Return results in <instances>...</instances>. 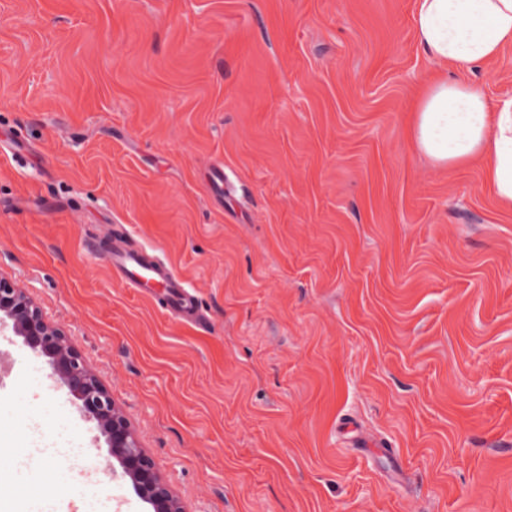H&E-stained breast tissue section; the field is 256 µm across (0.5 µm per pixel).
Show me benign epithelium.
Wrapping results in <instances>:
<instances>
[{
	"label": "benign epithelium",
	"instance_id": "obj_1",
	"mask_svg": "<svg viewBox=\"0 0 512 512\" xmlns=\"http://www.w3.org/2000/svg\"><path fill=\"white\" fill-rule=\"evenodd\" d=\"M6 320L11 322L12 332L22 337L31 350L48 358L50 377L74 396L79 412L102 428L109 454L121 464L138 498L152 512H187L142 447L123 410L88 368L72 339L44 318L23 289L0 275V326Z\"/></svg>",
	"mask_w": 512,
	"mask_h": 512
}]
</instances>
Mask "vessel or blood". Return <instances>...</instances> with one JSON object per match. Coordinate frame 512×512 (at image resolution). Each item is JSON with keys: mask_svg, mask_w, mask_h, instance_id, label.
Here are the masks:
<instances>
[{"mask_svg": "<svg viewBox=\"0 0 512 512\" xmlns=\"http://www.w3.org/2000/svg\"><path fill=\"white\" fill-rule=\"evenodd\" d=\"M109 262L128 287L162 289L164 307L171 315L183 318L196 311L195 296L187 282L148 252L128 248L119 241L112 247Z\"/></svg>", "mask_w": 512, "mask_h": 512, "instance_id": "b4317fda", "label": "vessel or blood"}]
</instances>
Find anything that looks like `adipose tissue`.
<instances>
[{"mask_svg": "<svg viewBox=\"0 0 512 512\" xmlns=\"http://www.w3.org/2000/svg\"><path fill=\"white\" fill-rule=\"evenodd\" d=\"M414 34L439 71L416 106L417 150L440 167L481 161L495 196L512 207V97L490 102L463 77L512 46V0H417Z\"/></svg>", "mask_w": 512, "mask_h": 512, "instance_id": "ef3b65f1", "label": "adipose tissue"}]
</instances>
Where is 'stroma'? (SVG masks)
I'll use <instances>...</instances> for the list:
<instances>
[{
    "label": "stroma",
    "mask_w": 512,
    "mask_h": 512,
    "mask_svg": "<svg viewBox=\"0 0 512 512\" xmlns=\"http://www.w3.org/2000/svg\"><path fill=\"white\" fill-rule=\"evenodd\" d=\"M416 0H0V274L188 512H512V208L411 122ZM512 97V46L478 66ZM157 250L202 315L107 261ZM0 512H150L0 330ZM92 453H25L31 427Z\"/></svg>",
    "instance_id": "35a3bbf8"
}]
</instances>
